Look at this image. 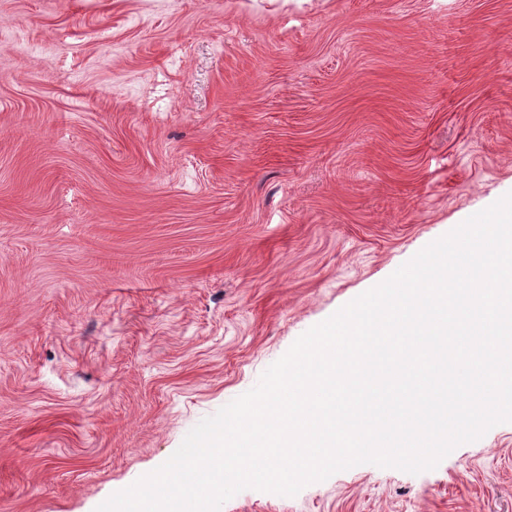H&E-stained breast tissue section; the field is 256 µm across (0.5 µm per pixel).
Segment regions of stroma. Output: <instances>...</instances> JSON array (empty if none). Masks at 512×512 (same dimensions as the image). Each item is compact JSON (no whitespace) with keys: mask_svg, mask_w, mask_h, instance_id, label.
Returning <instances> with one entry per match:
<instances>
[{"mask_svg":"<svg viewBox=\"0 0 512 512\" xmlns=\"http://www.w3.org/2000/svg\"><path fill=\"white\" fill-rule=\"evenodd\" d=\"M512 192V0H0V512H94ZM223 512H512V423Z\"/></svg>","mask_w":512,"mask_h":512,"instance_id":"1","label":"stroma"}]
</instances>
